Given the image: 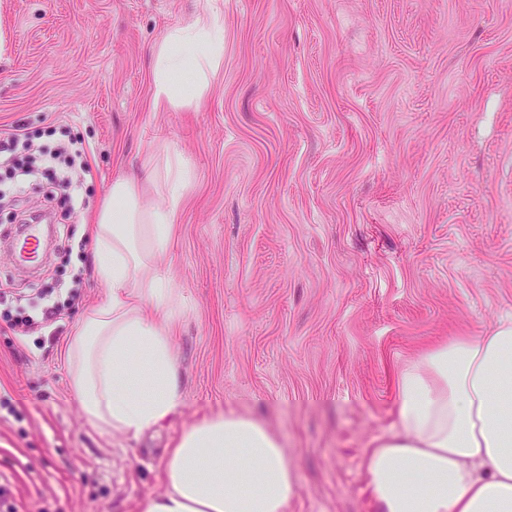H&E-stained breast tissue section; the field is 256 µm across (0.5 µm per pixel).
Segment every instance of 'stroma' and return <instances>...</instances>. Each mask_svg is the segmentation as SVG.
<instances>
[{
    "mask_svg": "<svg viewBox=\"0 0 512 512\" xmlns=\"http://www.w3.org/2000/svg\"><path fill=\"white\" fill-rule=\"evenodd\" d=\"M224 62L157 108L152 48L198 0H0V137L76 141L85 208L43 170L0 203V483L16 512H141L183 427L259 417L297 468L287 512H372L361 466L403 361L512 314V0H211ZM154 150L194 177L162 260L184 402L133 437L81 416L62 355L102 303L93 216ZM50 212L37 272L13 213ZM80 277L58 318L20 336Z\"/></svg>",
    "mask_w": 512,
    "mask_h": 512,
    "instance_id": "obj_1",
    "label": "stroma"
}]
</instances>
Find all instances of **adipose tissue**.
<instances>
[{"instance_id": "adipose-tissue-1", "label": "adipose tissue", "mask_w": 512, "mask_h": 512, "mask_svg": "<svg viewBox=\"0 0 512 512\" xmlns=\"http://www.w3.org/2000/svg\"><path fill=\"white\" fill-rule=\"evenodd\" d=\"M153 56L154 102L199 99L224 59V24L202 9L171 27ZM164 153L118 177L95 217V272L106 300L79 321L64 358L79 411L95 427L140 436L182 407L170 315L174 291L159 260L190 180ZM154 186L167 203L146 199ZM363 468L374 512H512V317L484 336H458L406 361L395 421ZM165 491L142 512H287L298 486L281 439L248 413L193 422L163 460Z\"/></svg>"}]
</instances>
